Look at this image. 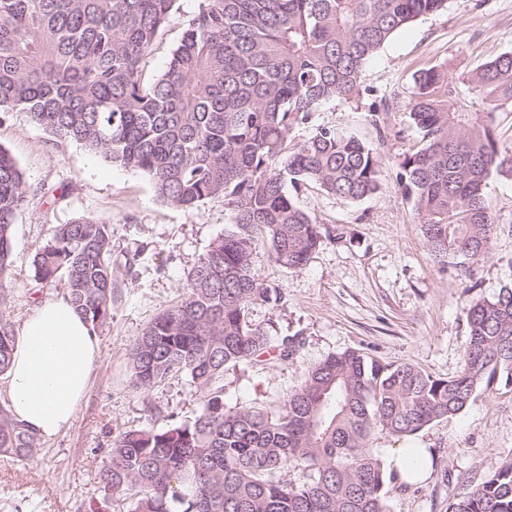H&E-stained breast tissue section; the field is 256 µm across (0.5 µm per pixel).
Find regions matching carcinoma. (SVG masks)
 Returning a JSON list of instances; mask_svg holds the SVG:
<instances>
[{"label":"carcinoma","mask_w":512,"mask_h":512,"mask_svg":"<svg viewBox=\"0 0 512 512\" xmlns=\"http://www.w3.org/2000/svg\"><path fill=\"white\" fill-rule=\"evenodd\" d=\"M176 0H0V112L20 110L62 140L108 163L147 174L157 197L193 209L222 197L233 224L199 259L184 297L138 336L128 360L147 392L186 371L202 394L191 421L120 434L99 473L128 512H388L395 472L369 448L378 430L411 436L463 412L476 391L512 385V288L467 308L464 365L435 377L408 363L345 350L315 364L278 411L224 407L229 366L266 355L292 358L296 336L272 338L249 320L251 305L277 303L255 267L260 237L272 260L301 269L323 242L321 224L288 193L315 184L357 201L381 189L380 161L362 142L321 127L293 131L327 100L360 96L364 65L399 30L447 0H204L165 71L142 62ZM512 112V52L465 74L417 71L410 116L419 145L397 177L429 250L478 260L499 218L491 180L512 177V147L499 143L495 112ZM16 160L0 147V306L11 278L12 226L25 197ZM36 280H63L94 328L111 318L117 284L106 221L59 224L34 256ZM15 331L0 316V375ZM40 438L0 404V454L32 459ZM294 461L307 481L281 477ZM448 512H512V461Z\"/></svg>","instance_id":"1"}]
</instances>
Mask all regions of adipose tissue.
<instances>
[{"label": "adipose tissue", "mask_w": 512, "mask_h": 512, "mask_svg": "<svg viewBox=\"0 0 512 512\" xmlns=\"http://www.w3.org/2000/svg\"><path fill=\"white\" fill-rule=\"evenodd\" d=\"M100 356V339L69 300L38 301L15 333L6 398L15 419L40 438L74 421Z\"/></svg>", "instance_id": "obj_1"}]
</instances>
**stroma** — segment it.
I'll list each match as a JSON object with an SVG mask.
<instances>
[{
    "mask_svg": "<svg viewBox=\"0 0 512 512\" xmlns=\"http://www.w3.org/2000/svg\"><path fill=\"white\" fill-rule=\"evenodd\" d=\"M202 4L177 0L144 61L146 77L163 73ZM504 52H512V0H448L444 10L397 32L367 63L359 100L324 102L294 131L298 142L320 127L355 137L380 159L382 187L358 201L313 185L301 188L296 201L316 214L323 232L322 245L302 269L275 264L268 245L259 244L256 267L283 298L253 305L250 321L271 336H299L301 347L287 361L266 357L226 368L225 407H282L311 366L350 349L437 377L460 370L467 306L512 285V178L493 179L487 189L499 216L488 254L443 263L425 244L413 203L397 180V163L419 142L408 108L416 71L443 64L467 72ZM0 147L17 161L26 188L12 228L9 301L0 314L20 324L37 299L61 293V284L35 281L33 258L56 225L80 216L107 220L118 280L111 318L97 331L101 352L76 420L43 441L33 460L0 456V512H127L99 482L113 439L131 429L191 420L202 408L184 372L148 392L136 390L128 350L183 293L189 273L232 214L220 198L192 210L163 204L144 173L54 137L24 112L0 118ZM370 446L383 460L397 448H427L434 456L424 482L389 485V512H448L451 494L469 491L512 458V386L479 390L462 413L414 435L376 432Z\"/></svg>",
    "mask_w": 512,
    "mask_h": 512,
    "instance_id": "stroma-1",
    "label": "stroma"
}]
</instances>
